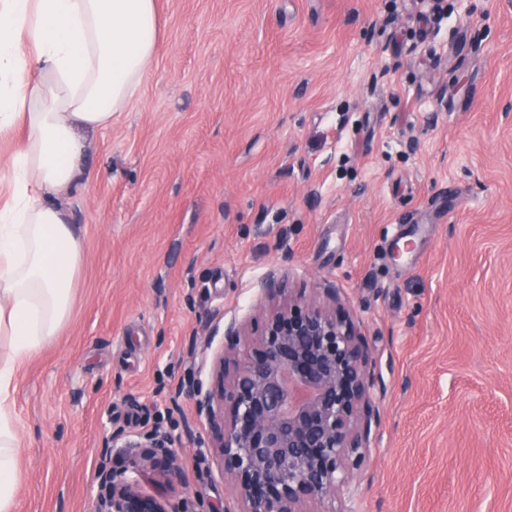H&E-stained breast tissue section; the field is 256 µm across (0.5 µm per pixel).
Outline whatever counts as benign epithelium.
<instances>
[{"label":"benign epithelium","mask_w":512,"mask_h":512,"mask_svg":"<svg viewBox=\"0 0 512 512\" xmlns=\"http://www.w3.org/2000/svg\"><path fill=\"white\" fill-rule=\"evenodd\" d=\"M265 294L272 307L261 326H225L213 385H191L196 414L210 430L198 453L235 481L238 508L224 512H313L314 504L351 501L383 389L346 315L285 295L273 275ZM177 443L157 428L135 438L112 434L123 465L100 472L94 512H188L184 500L151 495L127 476L149 471L169 484L180 480Z\"/></svg>","instance_id":"7a95c632"}]
</instances>
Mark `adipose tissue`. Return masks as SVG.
I'll return each instance as SVG.
<instances>
[{
    "mask_svg": "<svg viewBox=\"0 0 512 512\" xmlns=\"http://www.w3.org/2000/svg\"><path fill=\"white\" fill-rule=\"evenodd\" d=\"M157 0H0V140H18L0 185V512L21 484L17 368L71 308L81 240L54 197L86 180L89 133L107 128L159 56Z\"/></svg>",
    "mask_w": 512,
    "mask_h": 512,
    "instance_id": "adipose-tissue-1",
    "label": "adipose tissue"
}]
</instances>
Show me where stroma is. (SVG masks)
Instances as JSON below:
<instances>
[{
	"label": "stroma",
	"instance_id": "obj_1",
	"mask_svg": "<svg viewBox=\"0 0 512 512\" xmlns=\"http://www.w3.org/2000/svg\"><path fill=\"white\" fill-rule=\"evenodd\" d=\"M163 48L63 193L69 319L17 373V512H92L112 435L181 441L184 383L270 271L357 325L384 386L355 512H512V0H158Z\"/></svg>",
	"mask_w": 512,
	"mask_h": 512
}]
</instances>
